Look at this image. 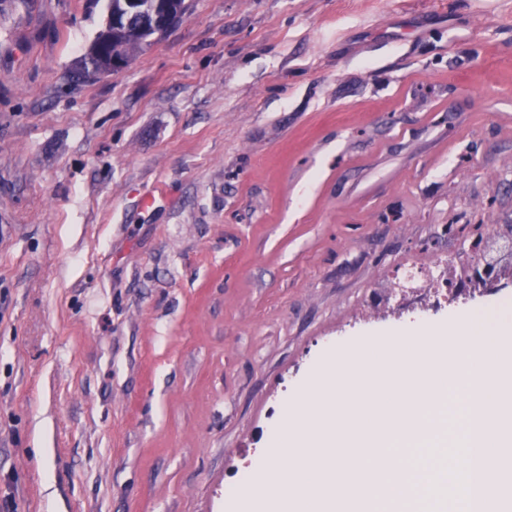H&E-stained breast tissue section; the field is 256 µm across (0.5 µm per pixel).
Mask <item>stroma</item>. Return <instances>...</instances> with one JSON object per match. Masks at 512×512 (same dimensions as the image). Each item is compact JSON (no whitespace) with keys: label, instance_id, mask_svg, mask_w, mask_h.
I'll list each match as a JSON object with an SVG mask.
<instances>
[{"label":"stroma","instance_id":"stroma-1","mask_svg":"<svg viewBox=\"0 0 512 512\" xmlns=\"http://www.w3.org/2000/svg\"><path fill=\"white\" fill-rule=\"evenodd\" d=\"M106 5L0 11V501L226 512L341 348L502 310L512 0H192L83 80ZM507 271L512 273V263H510L509 267H500L497 270L494 261H487L482 259V263L479 261L472 263L470 268L469 282L475 286H486L487 284H493L494 282H498L502 276H505ZM404 293L412 294L423 289L433 293L438 300L448 302V275L429 276L416 268H409L399 281Z\"/></svg>","mask_w":512,"mask_h":512}]
</instances>
